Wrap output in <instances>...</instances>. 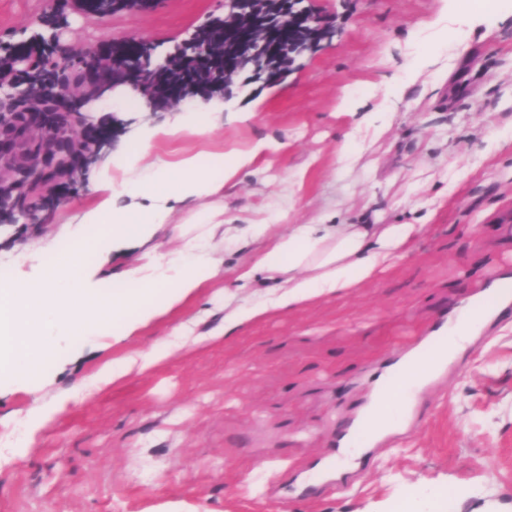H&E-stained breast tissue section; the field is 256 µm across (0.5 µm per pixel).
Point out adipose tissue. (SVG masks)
Wrapping results in <instances>:
<instances>
[{
  "label": "adipose tissue",
  "mask_w": 512,
  "mask_h": 512,
  "mask_svg": "<svg viewBox=\"0 0 512 512\" xmlns=\"http://www.w3.org/2000/svg\"><path fill=\"white\" fill-rule=\"evenodd\" d=\"M223 113L221 101L196 102L180 107L173 128L146 126L131 134L113 154L110 167L94 176L98 198L80 221L95 225L96 234L81 236V249L60 255L41 278L0 289V355L16 384L33 387L41 381L54 354L55 335L82 336L92 327L130 335L217 277L218 260L192 240L170 258L147 256L108 293L85 288L84 266L86 253L107 241L146 242L158 226L169 223L175 203L216 194L273 150V143L261 138L228 154H186L174 162L157 153V140L169 132L205 135L220 124ZM115 167L126 174L122 182L112 178ZM414 231L411 224L382 229L366 224L295 225L239 275L240 281L250 282L257 273H269L273 287L246 301L225 303L223 322L193 338L192 347L218 344L272 312L373 279L404 251ZM173 351V346L163 345L127 353L101 367L96 379L107 385L148 372Z\"/></svg>",
  "instance_id": "adipose-tissue-1"
}]
</instances>
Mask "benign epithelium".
I'll list each match as a JSON object with an SVG mask.
<instances>
[{"label": "benign epithelium", "mask_w": 512, "mask_h": 512, "mask_svg": "<svg viewBox=\"0 0 512 512\" xmlns=\"http://www.w3.org/2000/svg\"><path fill=\"white\" fill-rule=\"evenodd\" d=\"M77 9L96 18L128 12H148L154 0H75ZM222 18L203 26L220 25L224 39L233 43L240 60L258 54L273 60L253 67L252 80L265 83L282 78L288 64L325 38L328 29L301 0H275L267 10L258 0H227ZM313 28L316 33L298 46L293 35ZM68 48L56 38L33 36L10 45L0 58V223L12 224L26 213L22 199L61 203L75 178L92 162L108 138H117L125 127L116 122L112 136L89 126L76 128L75 118L84 108L108 97L117 100L134 93L148 112H173L179 106L214 97L231 98L233 77L242 65L224 68V84L202 88L194 81L167 84L160 80L174 66L196 70L214 64L216 49L193 33L183 44L154 60V44L147 39L118 46L88 44L83 52L88 65L71 72L63 68Z\"/></svg>", "instance_id": "7a95c632"}]
</instances>
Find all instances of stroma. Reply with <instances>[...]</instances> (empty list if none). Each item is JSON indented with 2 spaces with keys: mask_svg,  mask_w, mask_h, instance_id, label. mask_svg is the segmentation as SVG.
I'll use <instances>...</instances> for the list:
<instances>
[{
  "mask_svg": "<svg viewBox=\"0 0 512 512\" xmlns=\"http://www.w3.org/2000/svg\"><path fill=\"white\" fill-rule=\"evenodd\" d=\"M335 34L279 83L235 84L224 123L180 133L159 151L230 152L259 138L277 148L260 173L179 205L147 247L88 254L89 287L105 291L145 249L168 254L188 217L223 210L268 238L222 256L223 270L162 319L113 343L111 330L56 336L36 391L0 386V512H512V311L467 342L428 384L411 418L368 458L343 465L347 489L315 500L311 461L335 447L368 403L375 373L405 354L494 275L512 272V7L457 22L456 0H304ZM66 18L61 44L150 38L169 48L225 13V0H155L147 13L87 19L69 0H0V44ZM247 120H238V113ZM96 200L78 181L66 205L18 217L0 234V271L37 278ZM413 224L404 255L372 281L278 311L205 351L182 348L156 369L91 388L105 362L198 336L247 296L237 275L269 237L297 224ZM55 416L31 428L34 403Z\"/></svg>",
  "mask_w": 512,
  "mask_h": 512,
  "instance_id": "obj_1",
  "label": "stroma"
}]
</instances>
